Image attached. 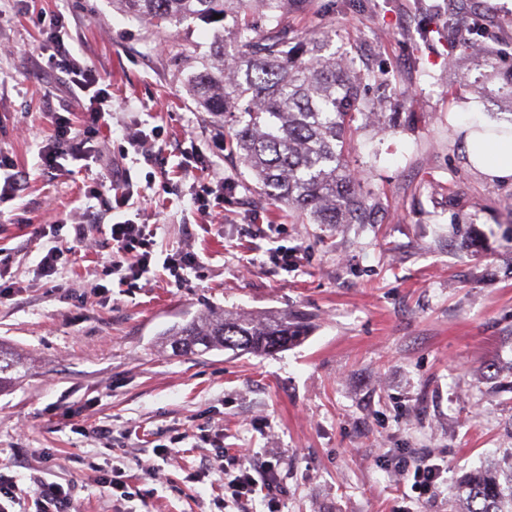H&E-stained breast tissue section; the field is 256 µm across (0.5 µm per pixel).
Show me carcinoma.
Listing matches in <instances>:
<instances>
[{
  "label": "carcinoma",
  "mask_w": 512,
  "mask_h": 512,
  "mask_svg": "<svg viewBox=\"0 0 512 512\" xmlns=\"http://www.w3.org/2000/svg\"><path fill=\"white\" fill-rule=\"evenodd\" d=\"M302 0H119L122 11L158 28L202 21L220 25L209 54L189 81L199 108L215 117H234L233 143L243 165L274 199L307 215L316 224H362L368 200L346 170V136L357 115L366 118L360 86L373 74L353 75L336 54H322L323 43L309 40L288 47V3ZM242 15L237 37L248 52L224 56V12ZM276 22L256 38L251 15ZM219 18H214V15ZM484 82L478 93L506 99L495 85L498 67L483 59ZM308 324L298 312H270L259 317L235 310L201 313L168 333L175 347L193 352L224 350L273 355L305 336ZM25 376L21 359L0 346V387ZM459 512H512V448L499 459L464 474L458 482Z\"/></svg>",
  "instance_id": "1"
}]
</instances>
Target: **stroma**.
Segmentation results:
<instances>
[{
  "instance_id": "stroma-1",
  "label": "stroma",
  "mask_w": 512,
  "mask_h": 512,
  "mask_svg": "<svg viewBox=\"0 0 512 512\" xmlns=\"http://www.w3.org/2000/svg\"><path fill=\"white\" fill-rule=\"evenodd\" d=\"M58 17L112 114L96 164L49 174L39 149L54 112L77 123L89 105L39 51ZM288 32L330 34L329 52L382 76L364 96L386 128L356 120L345 151L370 223L313 224L260 188L230 123L188 91L210 26L158 29L112 0H0V153L26 175L0 200V250L19 284L0 299V344L30 365L0 390L8 512H37L46 452L76 512H237L217 466L238 456L273 487V506L253 512H455L460 477L512 448V181L490 180L460 147L464 113L512 120L476 91L482 52L512 65V0H306ZM130 127L151 136L149 160L127 156ZM220 177L231 189L201 213L195 193ZM126 179L136 192L113 211L111 186ZM89 209L97 225L62 277L37 278L44 250ZM153 217L157 260L189 245L201 266L181 283L160 266L149 285L119 286L109 226ZM43 224L55 238L37 236ZM280 245L297 253L286 269L267 261ZM219 309L298 310L311 331L262 357L161 345ZM414 456L443 469L431 493L411 489L402 463ZM115 469L120 492L100 483Z\"/></svg>"
}]
</instances>
